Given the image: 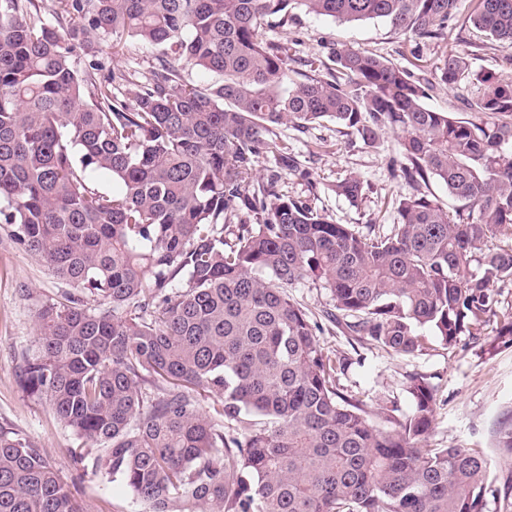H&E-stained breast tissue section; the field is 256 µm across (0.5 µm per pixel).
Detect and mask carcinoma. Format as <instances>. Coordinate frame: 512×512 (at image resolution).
<instances>
[{
  "instance_id": "obj_1",
  "label": "carcinoma",
  "mask_w": 512,
  "mask_h": 512,
  "mask_svg": "<svg viewBox=\"0 0 512 512\" xmlns=\"http://www.w3.org/2000/svg\"><path fill=\"white\" fill-rule=\"evenodd\" d=\"M54 2L48 22L38 0H0V224L79 291L38 313L24 390L103 448L92 468L149 512H484L490 459L427 445V377L408 375L409 413L385 407L388 426L373 424L339 391L346 359L319 345L287 288L320 284L329 320L397 355L451 347L493 317L511 346L512 314L488 284L512 280V76L481 79L462 118L424 100L469 75L464 51L445 50L429 79L336 44L295 79L293 46L265 38L302 11L446 45L460 0ZM463 24L512 48V0H474ZM108 40L115 54L152 48L155 65L138 80L77 66L76 49ZM324 122L367 148L398 133L388 171L412 192L389 232L365 235L282 189L279 170L310 173L277 129ZM332 191L355 207L365 188L350 175ZM148 376L162 395L143 398ZM497 443L512 458L507 420ZM0 512H79L43 449L2 427Z\"/></svg>"
}]
</instances>
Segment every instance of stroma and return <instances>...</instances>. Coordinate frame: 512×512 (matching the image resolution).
<instances>
[{
    "mask_svg": "<svg viewBox=\"0 0 512 512\" xmlns=\"http://www.w3.org/2000/svg\"><path fill=\"white\" fill-rule=\"evenodd\" d=\"M272 36L297 43L304 55L339 42L372 51L407 68L416 63L431 65L443 53L434 43L412 51L403 36L381 19L340 23L301 12L293 23L275 29ZM448 41L469 53L474 79L458 88L435 91L426 104L433 110L456 114L461 98L479 95L481 77L512 73V49L501 48L464 27L451 30ZM277 134L311 173L306 181L283 172L281 183L290 195L316 196L319 206L337 223L354 225L360 232L373 227L389 232L397 221L394 200L410 191L408 184L392 180L388 172L389 160L397 154L396 133L384 134L374 149L349 143L332 123L305 131L282 127ZM351 174L366 188L356 207L328 189L332 182ZM70 289V284L54 275L37 256L15 243L7 225L0 224V426L43 448L62 481L70 486L80 512H147L146 504L122 481L74 464L72 454L82 447V440L57 418L45 399L27 394L21 386L24 359L38 350L35 324L39 311L61 301ZM288 294L311 321L319 324L317 340L321 347L348 358L339 388L346 396L364 401L372 422H379L381 409L391 405L404 413L410 411L408 374L430 379L437 405L428 445L482 450L494 465L485 510L502 512L506 472L500 464L495 429L512 410V347L498 342L496 322L463 334L452 347L436 344L421 353L401 356L370 338L347 335L330 322L326 313L333 301L327 289L304 282L289 288Z\"/></svg>",
    "mask_w": 512,
    "mask_h": 512,
    "instance_id": "stroma-1",
    "label": "stroma"
}]
</instances>
